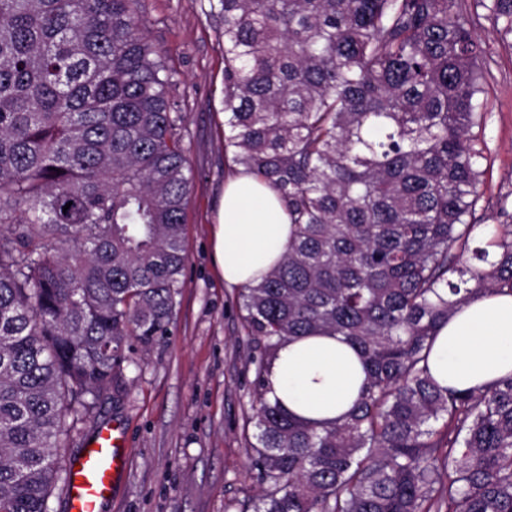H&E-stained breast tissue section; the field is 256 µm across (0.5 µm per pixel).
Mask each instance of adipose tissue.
<instances>
[{
    "mask_svg": "<svg viewBox=\"0 0 512 512\" xmlns=\"http://www.w3.org/2000/svg\"><path fill=\"white\" fill-rule=\"evenodd\" d=\"M213 259L226 285L254 283L284 258L292 224L278 193L241 171L224 186ZM443 386L473 388L512 375V294L473 296L435 331L428 357ZM365 379L357 352L342 337L317 333L291 339L269 372L268 399L295 416L334 420L354 404Z\"/></svg>",
    "mask_w": 512,
    "mask_h": 512,
    "instance_id": "adipose-tissue-1",
    "label": "adipose tissue"
}]
</instances>
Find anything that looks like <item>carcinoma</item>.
Wrapping results in <instances>:
<instances>
[{
    "mask_svg": "<svg viewBox=\"0 0 512 512\" xmlns=\"http://www.w3.org/2000/svg\"><path fill=\"white\" fill-rule=\"evenodd\" d=\"M224 149L295 227L241 289L255 365L252 512H512V375L441 387L434 329L512 294V224L475 240L484 17L512 0H218ZM139 0H0V512H48L59 449L129 338L167 335L192 173L175 73ZM68 210H63L64 206ZM356 350L353 408L307 422L267 398L292 337Z\"/></svg>",
    "mask_w": 512,
    "mask_h": 512,
    "instance_id": "obj_1",
    "label": "carcinoma"
}]
</instances>
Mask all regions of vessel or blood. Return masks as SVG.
<instances>
[{
	"instance_id": "b4317fda",
	"label": "vessel or blood",
	"mask_w": 512,
	"mask_h": 512,
	"mask_svg": "<svg viewBox=\"0 0 512 512\" xmlns=\"http://www.w3.org/2000/svg\"><path fill=\"white\" fill-rule=\"evenodd\" d=\"M127 454L126 438L120 430L100 428L70 467L68 512H101L124 474Z\"/></svg>"
}]
</instances>
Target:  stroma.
<instances>
[{"label": "stroma", "instance_id": "obj_1", "mask_svg": "<svg viewBox=\"0 0 512 512\" xmlns=\"http://www.w3.org/2000/svg\"><path fill=\"white\" fill-rule=\"evenodd\" d=\"M208 0H140L149 41L176 74L170 96L185 118L184 145L193 173L186 208L187 265L166 336L132 343L128 363L83 433L61 449L69 468L89 438L120 425L128 464L102 512H243L259 486L249 447L255 349L243 329L237 289L214 273L211 226L234 172L224 150V39ZM473 35L485 46L481 81L485 123L479 224H497L498 201L512 193V48L490 21Z\"/></svg>", "mask_w": 512, "mask_h": 512}]
</instances>
